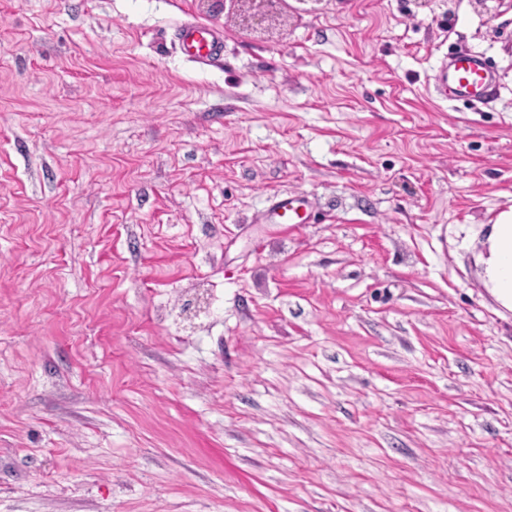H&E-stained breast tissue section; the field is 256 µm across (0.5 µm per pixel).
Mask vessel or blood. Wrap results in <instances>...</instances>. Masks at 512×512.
Listing matches in <instances>:
<instances>
[{"label": "vessel or blood", "instance_id": "b4317fda", "mask_svg": "<svg viewBox=\"0 0 512 512\" xmlns=\"http://www.w3.org/2000/svg\"><path fill=\"white\" fill-rule=\"evenodd\" d=\"M183 53L198 63L218 59L224 51L222 36L214 29L196 22L184 24L178 33ZM434 86L440 99L450 102H484L497 90L496 75L486 57L464 51L443 58L436 67ZM305 204L300 199L279 197L270 208L268 223L292 224Z\"/></svg>", "mask_w": 512, "mask_h": 512}]
</instances>
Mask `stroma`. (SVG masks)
Segmentation results:
<instances>
[{
    "label": "stroma",
    "instance_id": "stroma-1",
    "mask_svg": "<svg viewBox=\"0 0 512 512\" xmlns=\"http://www.w3.org/2000/svg\"><path fill=\"white\" fill-rule=\"evenodd\" d=\"M511 209V9L0 0V512H512ZM216 4L224 14L234 21L242 32L249 34L265 31L288 11L298 8L288 3V0H216L207 1ZM183 53L198 63L218 59L224 51L223 37L214 29L200 23L188 22L178 33ZM434 86L440 99L484 102L497 90L496 75L482 53L464 51L443 58L436 67ZM305 210V203L299 198L279 197L276 198L270 208L267 224H296L301 211ZM486 232V253L479 255L485 285L498 304L512 311V209L502 212Z\"/></svg>",
    "mask_w": 512,
    "mask_h": 512
}]
</instances>
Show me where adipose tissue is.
<instances>
[{
	"label": "adipose tissue",
	"mask_w": 512,
	"mask_h": 512,
	"mask_svg": "<svg viewBox=\"0 0 512 512\" xmlns=\"http://www.w3.org/2000/svg\"><path fill=\"white\" fill-rule=\"evenodd\" d=\"M485 246L479 257L485 285L504 310L512 311V210L501 213L488 227Z\"/></svg>",
	"instance_id": "adipose-tissue-1"
}]
</instances>
